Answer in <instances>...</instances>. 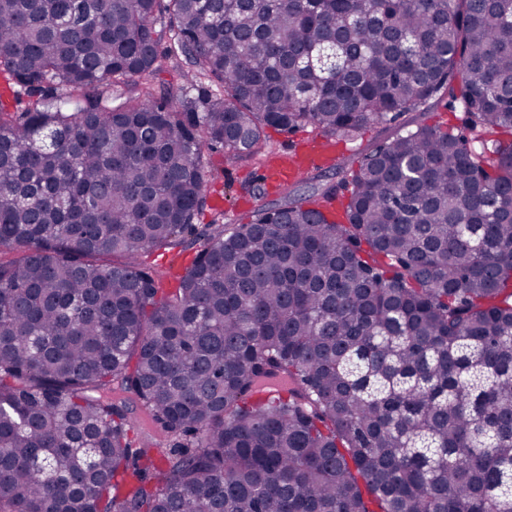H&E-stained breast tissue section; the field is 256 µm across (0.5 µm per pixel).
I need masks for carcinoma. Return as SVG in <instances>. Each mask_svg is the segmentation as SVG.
<instances>
[{
    "label": "carcinoma",
    "mask_w": 512,
    "mask_h": 512,
    "mask_svg": "<svg viewBox=\"0 0 512 512\" xmlns=\"http://www.w3.org/2000/svg\"><path fill=\"white\" fill-rule=\"evenodd\" d=\"M0 74V512H512V0H0ZM453 87L467 131L334 164L342 219L197 227L204 150Z\"/></svg>",
    "instance_id": "1"
}]
</instances>
